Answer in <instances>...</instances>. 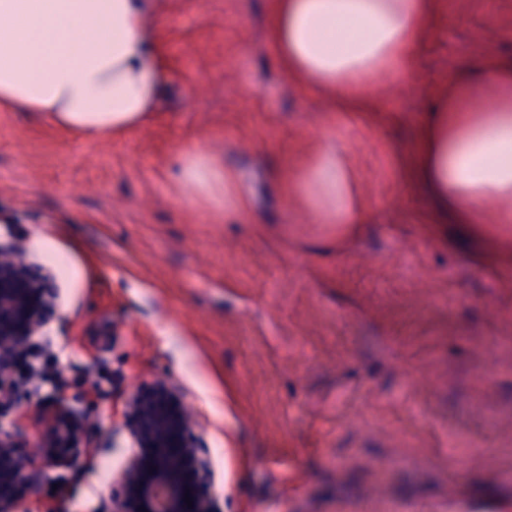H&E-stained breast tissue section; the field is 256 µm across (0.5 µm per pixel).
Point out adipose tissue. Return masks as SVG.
<instances>
[{
    "label": "adipose tissue",
    "mask_w": 512,
    "mask_h": 512,
    "mask_svg": "<svg viewBox=\"0 0 512 512\" xmlns=\"http://www.w3.org/2000/svg\"><path fill=\"white\" fill-rule=\"evenodd\" d=\"M151 0H0V109L34 112L87 138L123 134L148 121L166 86L150 16ZM439 11V0H274L271 34L278 61L308 95L332 97L340 111L371 125V91L405 74ZM488 105L470 108L472 89ZM180 182L194 202L226 205L232 178L204 143L179 149ZM405 177L440 224L465 225L499 249L512 243V58H483L468 78L449 74L438 89ZM289 193L320 224L357 228L363 210L336 154L320 146ZM501 206L504 234L482 224Z\"/></svg>",
    "instance_id": "adipose-tissue-1"
}]
</instances>
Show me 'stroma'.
I'll return each instance as SVG.
<instances>
[{"instance_id": "obj_1", "label": "stroma", "mask_w": 512, "mask_h": 512, "mask_svg": "<svg viewBox=\"0 0 512 512\" xmlns=\"http://www.w3.org/2000/svg\"><path fill=\"white\" fill-rule=\"evenodd\" d=\"M270 10L156 0L168 81L155 118L125 134L76 137L0 110V246L67 261L41 330L66 384L44 410L67 403L94 445L28 512H112L135 451L126 404L151 382L180 399L222 512L512 502V252L435 223L396 160L449 72L512 54V0H440L412 77L374 88L373 111L395 119L372 130L298 89L275 60ZM197 139L240 210L191 204L178 149ZM324 141L355 171L364 210L343 235L288 194ZM101 367L102 397L89 383Z\"/></svg>"}]
</instances>
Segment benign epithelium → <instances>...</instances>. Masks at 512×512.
Segmentation results:
<instances>
[{"instance_id": "obj_1", "label": "benign epithelium", "mask_w": 512, "mask_h": 512, "mask_svg": "<svg viewBox=\"0 0 512 512\" xmlns=\"http://www.w3.org/2000/svg\"><path fill=\"white\" fill-rule=\"evenodd\" d=\"M54 275L0 250V403L22 406L24 392L11 385L10 363L45 322L55 306ZM137 451L122 471L112 512H221L200 474L195 449L183 439L180 403L166 388L147 384L131 399ZM54 426L42 432L43 456L31 460L17 451L14 433L0 429V512H18L45 468L63 467L66 448H79L83 435L64 404L52 415ZM192 506H187L185 497Z\"/></svg>"}]
</instances>
